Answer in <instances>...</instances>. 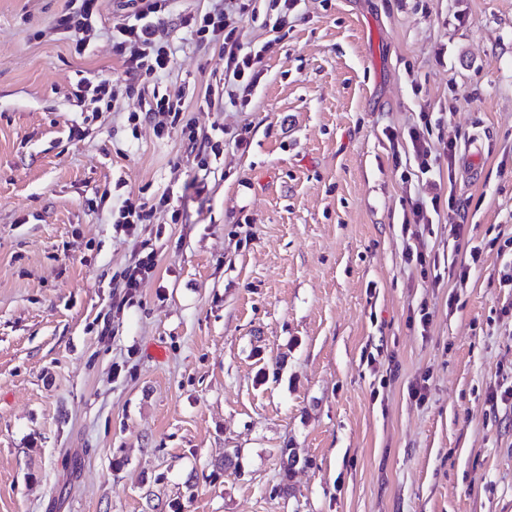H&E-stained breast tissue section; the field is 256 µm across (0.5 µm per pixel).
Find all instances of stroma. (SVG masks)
<instances>
[{"label": "stroma", "instance_id": "35a3bbf8", "mask_svg": "<svg viewBox=\"0 0 512 512\" xmlns=\"http://www.w3.org/2000/svg\"><path fill=\"white\" fill-rule=\"evenodd\" d=\"M64 5L0 0V512H512V0H301L281 29L255 0L242 109L207 106L224 55L181 29L158 86L78 103L119 11L77 37ZM157 91L201 185L181 135L129 120ZM425 112L466 222L412 221L388 133ZM475 138L471 183L448 142ZM130 194L156 208L132 236ZM156 266L157 259L154 249L143 248L138 257L125 269L118 285L119 288H124V298L131 300L143 281L154 275Z\"/></svg>", "mask_w": 512, "mask_h": 512}]
</instances>
